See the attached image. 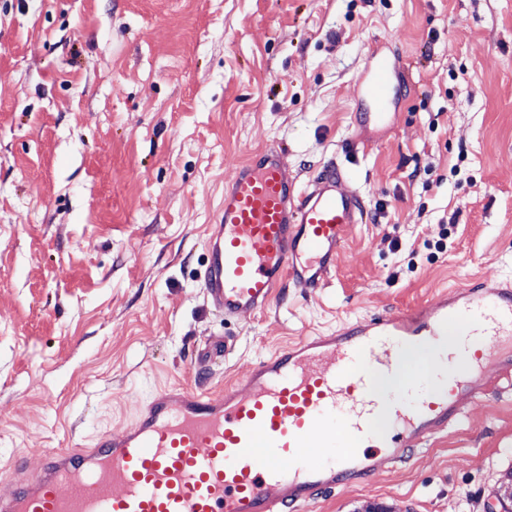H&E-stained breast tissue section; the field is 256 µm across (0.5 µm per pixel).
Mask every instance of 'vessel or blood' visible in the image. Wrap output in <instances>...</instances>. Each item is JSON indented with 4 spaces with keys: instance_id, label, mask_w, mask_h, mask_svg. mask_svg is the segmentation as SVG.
<instances>
[{
    "instance_id": "1",
    "label": "vessel or blood",
    "mask_w": 512,
    "mask_h": 512,
    "mask_svg": "<svg viewBox=\"0 0 512 512\" xmlns=\"http://www.w3.org/2000/svg\"><path fill=\"white\" fill-rule=\"evenodd\" d=\"M399 69L397 58L375 59L366 89L374 122L386 119ZM346 178L331 162L300 188L273 146L235 169L207 240L203 287L216 311L259 312L286 282L328 281L347 226L366 212L360 193L343 190ZM464 324L479 350L449 353L442 387L390 409L377 379L402 368L397 349L447 347ZM493 361L511 380L512 286L481 278L430 306L258 355L245 387L154 393L122 433L46 453L39 471L21 474L0 496V512H290L379 475L447 432L462 397L478 400L491 388L484 369ZM340 439L346 452L318 456Z\"/></svg>"
}]
</instances>
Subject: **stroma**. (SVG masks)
Listing matches in <instances>:
<instances>
[{
    "mask_svg": "<svg viewBox=\"0 0 512 512\" xmlns=\"http://www.w3.org/2000/svg\"><path fill=\"white\" fill-rule=\"evenodd\" d=\"M377 51L400 78L362 124ZM271 145L302 185L349 166L366 215L323 287L226 320L209 227ZM477 276L512 283V0H0V496L16 459L91 447L159 389L223 391L259 354ZM463 408L296 512H485L512 476V390Z\"/></svg>",
    "mask_w": 512,
    "mask_h": 512,
    "instance_id": "35a3bbf8",
    "label": "stroma"
}]
</instances>
